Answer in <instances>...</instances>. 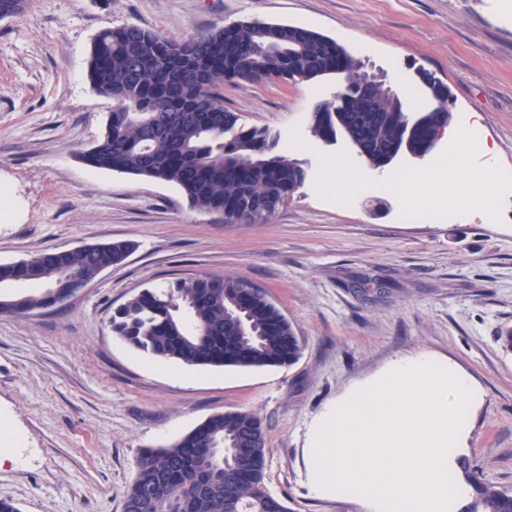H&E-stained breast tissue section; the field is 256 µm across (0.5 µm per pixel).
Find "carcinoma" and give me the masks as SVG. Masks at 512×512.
I'll list each match as a JSON object with an SVG mask.
<instances>
[{"mask_svg": "<svg viewBox=\"0 0 512 512\" xmlns=\"http://www.w3.org/2000/svg\"><path fill=\"white\" fill-rule=\"evenodd\" d=\"M27 0H0V19L24 11ZM362 64L334 39L294 24L251 21L173 38L136 24L108 27L94 39L88 66L92 89L112 99L101 139L80 153L106 171L176 185L193 208L224 216L226 224H263L305 180L300 163L276 151L266 129H246L224 108V83L235 80L307 82ZM376 112L358 101L341 112L336 100L318 102L310 132L319 140L341 135L369 149L377 165L399 153L427 154L433 113L405 110L379 90ZM131 244H98L76 257L48 250L22 264H0V286L37 284L40 291L5 296L0 311L26 315L65 300L73 269L91 281L123 262ZM229 275L180 279L145 288L118 307L112 334L151 357L188 366L263 367L294 364L301 346L292 323L262 288ZM473 480L474 498L461 512H512V491L474 479L468 458L458 461ZM266 431L253 411L210 416L167 448L138 462L125 500L142 483L161 479L170 512H289L264 487Z\"/></svg>", "mask_w": 512, "mask_h": 512, "instance_id": "1", "label": "carcinoma"}]
</instances>
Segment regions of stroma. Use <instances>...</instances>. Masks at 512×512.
Instances as JSON below:
<instances>
[{
    "label": "stroma",
    "mask_w": 512,
    "mask_h": 512,
    "mask_svg": "<svg viewBox=\"0 0 512 512\" xmlns=\"http://www.w3.org/2000/svg\"><path fill=\"white\" fill-rule=\"evenodd\" d=\"M253 19L339 39L367 72L433 73L454 100L452 121L479 115L460 168L512 169V0H28L0 19V263L87 243L134 251L69 301L0 314V500L20 512H123L144 450L171 446L213 414L263 419L265 486L289 512H368L353 498L317 496L307 446L324 406L393 359L429 351L482 390L464 456L477 480L512 489V185L494 211H456L424 192L410 218L391 195L343 203L320 188L324 158L366 181L379 169L346 139L312 137L315 99L341 76L313 82L238 80L224 105L248 128L278 137L306 180L268 222L227 224L192 208L173 184L90 167L81 151L112 110L88 80L95 36L137 24L188 36ZM232 274L264 288L302 342L292 366H186L113 336L115 308L146 287Z\"/></svg>",
    "instance_id": "35a3bbf8"
}]
</instances>
